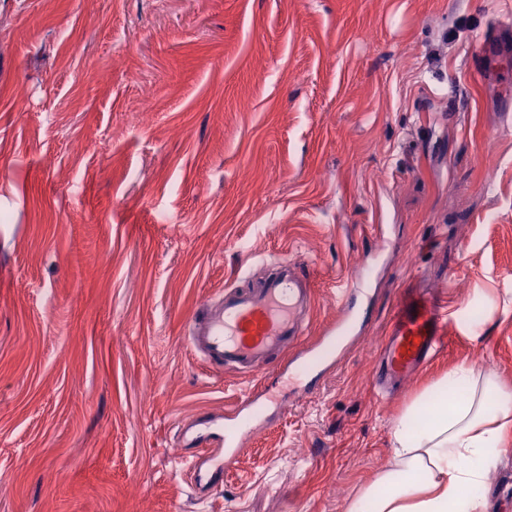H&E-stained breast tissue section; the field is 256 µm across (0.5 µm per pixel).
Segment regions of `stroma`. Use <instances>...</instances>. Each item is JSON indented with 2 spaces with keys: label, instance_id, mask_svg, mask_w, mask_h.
Here are the masks:
<instances>
[{
  "label": "stroma",
  "instance_id": "obj_1",
  "mask_svg": "<svg viewBox=\"0 0 512 512\" xmlns=\"http://www.w3.org/2000/svg\"><path fill=\"white\" fill-rule=\"evenodd\" d=\"M511 72L512 0H0V512H346L448 370L512 393V310L462 323L512 289ZM374 251L365 340L199 499L184 423L287 357L207 368L188 319L288 259L311 343ZM407 288L448 344L383 397ZM487 497L512 512V453Z\"/></svg>",
  "mask_w": 512,
  "mask_h": 512
}]
</instances>
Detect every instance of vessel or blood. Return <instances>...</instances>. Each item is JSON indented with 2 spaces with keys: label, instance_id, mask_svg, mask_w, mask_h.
I'll return each mask as SVG.
<instances>
[{
  "label": "vessel or blood",
  "instance_id": "obj_1",
  "mask_svg": "<svg viewBox=\"0 0 512 512\" xmlns=\"http://www.w3.org/2000/svg\"><path fill=\"white\" fill-rule=\"evenodd\" d=\"M358 295L355 288L337 292L341 313L336 323L316 344L298 350L280 369L274 384L255 389L250 405L235 416L236 428L217 433L216 448L194 463L199 497L208 496L224 472L236 465L240 448L260 426L266 409L278 406L287 395L316 389L318 367L330 365L349 333L365 323L367 311L358 306ZM311 307L309 287L302 283L294 265L286 263L262 287L225 288L220 305L192 317L185 335L209 367L251 373L272 354L286 351L289 344L300 340ZM444 329L439 302L421 294L403 295L381 347L377 384L400 382L418 372L446 345Z\"/></svg>",
  "mask_w": 512,
  "mask_h": 512
}]
</instances>
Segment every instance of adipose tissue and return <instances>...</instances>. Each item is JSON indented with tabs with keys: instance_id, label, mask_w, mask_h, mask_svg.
I'll use <instances>...</instances> for the list:
<instances>
[{
	"instance_id": "1",
	"label": "adipose tissue",
	"mask_w": 512,
	"mask_h": 512,
	"mask_svg": "<svg viewBox=\"0 0 512 512\" xmlns=\"http://www.w3.org/2000/svg\"><path fill=\"white\" fill-rule=\"evenodd\" d=\"M511 433L512 395L493 373L459 366L396 420L389 466L347 512H486V477Z\"/></svg>"
}]
</instances>
